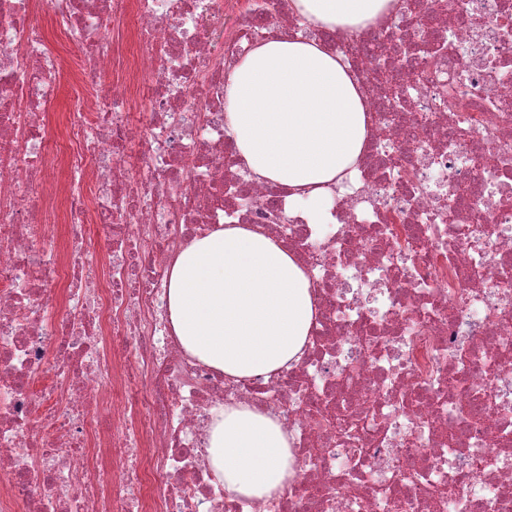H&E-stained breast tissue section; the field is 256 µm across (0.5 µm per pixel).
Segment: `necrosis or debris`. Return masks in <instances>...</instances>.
Instances as JSON below:
<instances>
[{"mask_svg":"<svg viewBox=\"0 0 512 512\" xmlns=\"http://www.w3.org/2000/svg\"><path fill=\"white\" fill-rule=\"evenodd\" d=\"M300 28L290 0H0V512H512V0H396L332 35L369 134L319 224L224 131L239 59ZM66 80L67 265L33 220ZM227 224L293 252L319 307L266 378L170 329L171 257ZM235 403L288 431L283 496L232 501L213 473L206 419Z\"/></svg>","mask_w":512,"mask_h":512,"instance_id":"1","label":"necrosis or debris"}]
</instances>
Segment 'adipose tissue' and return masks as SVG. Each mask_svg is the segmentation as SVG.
<instances>
[{
	"mask_svg": "<svg viewBox=\"0 0 512 512\" xmlns=\"http://www.w3.org/2000/svg\"><path fill=\"white\" fill-rule=\"evenodd\" d=\"M391 0H291L312 37L284 34L245 55L228 78L224 124L252 178L291 189L311 223L360 160L365 100L342 56L318 32L374 25ZM174 332L197 360L240 380L297 362L317 306L295 258L252 227L230 224L174 259L167 289ZM280 421L247 405L213 410L209 463L233 497L282 495L294 476Z\"/></svg>",
	"mask_w": 512,
	"mask_h": 512,
	"instance_id": "obj_1",
	"label": "adipose tissue"
}]
</instances>
